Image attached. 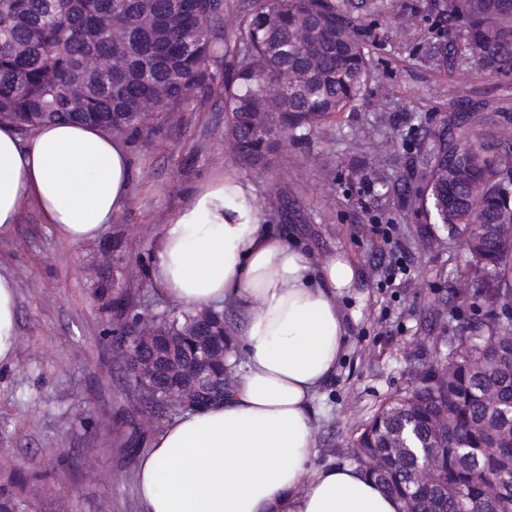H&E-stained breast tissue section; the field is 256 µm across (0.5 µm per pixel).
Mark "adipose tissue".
Instances as JSON below:
<instances>
[{"label": "adipose tissue", "mask_w": 512, "mask_h": 512, "mask_svg": "<svg viewBox=\"0 0 512 512\" xmlns=\"http://www.w3.org/2000/svg\"><path fill=\"white\" fill-rule=\"evenodd\" d=\"M126 144L88 124L23 136L0 124V233L34 201L44 223L79 244L100 237L129 202ZM152 283L186 308L233 303L244 361L223 403L156 433L136 485L144 512H403L353 466L314 461L313 402L347 341L337 298L355 278L344 258L314 264L266 224L253 186L210 178L161 229ZM17 343L13 278L0 274V366Z\"/></svg>", "instance_id": "obj_1"}]
</instances>
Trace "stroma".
I'll return each mask as SVG.
<instances>
[{
	"label": "stroma",
	"instance_id": "35a3bbf8",
	"mask_svg": "<svg viewBox=\"0 0 512 512\" xmlns=\"http://www.w3.org/2000/svg\"><path fill=\"white\" fill-rule=\"evenodd\" d=\"M362 23L372 80L363 100L310 142L286 141L268 169L241 167L224 144L218 101L142 136L132 152L130 201L101 240L72 244L43 223L34 202L0 233V271L16 283L18 341L12 367H0V456L29 474L23 495L31 512H141L137 460L120 449V409L130 408L89 296L106 266L102 241L123 230L131 261L128 288L146 293L150 310L170 306L140 276L169 215L218 172L249 181L267 223L315 262L343 255L358 275L338 298L349 336L334 377L314 408L317 461L354 465L351 442L361 422L407 387L409 369L425 358L430 336L463 332L468 312L434 298L462 270L459 244L431 224L422 183L412 173L409 141L429 142L460 98L488 100L476 128L512 140V76L474 62L450 70L424 62L420 47L434 33L446 0H373ZM403 181V193L376 196L378 174ZM288 188L298 219L281 223L271 187ZM372 224H390L389 241ZM404 249L407 275L388 281L375 256ZM70 465L47 477L60 449Z\"/></svg>",
	"mask_w": 512,
	"mask_h": 512
}]
</instances>
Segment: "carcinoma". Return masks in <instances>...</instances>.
<instances>
[{"instance_id": "carcinoma-1", "label": "carcinoma", "mask_w": 512, "mask_h": 512, "mask_svg": "<svg viewBox=\"0 0 512 512\" xmlns=\"http://www.w3.org/2000/svg\"><path fill=\"white\" fill-rule=\"evenodd\" d=\"M366 0H0V123L27 135L55 121L91 123L139 148L145 127L222 101L224 142L235 161L267 169L284 138L305 143L358 102L371 80L358 13ZM237 13L228 31L224 14ZM447 39L423 56L449 69L459 57L512 74V0H448ZM459 108L419 152L425 211L450 239L464 241L466 275L480 270L496 303L465 336H434L410 386L357 429L353 446L371 461L365 475L404 505L403 512H512V143L470 128ZM124 236H112V271L92 300L106 322L130 397L155 365V392L123 417V453L147 443V421L169 419L224 400L218 380L233 349L230 308L152 313L149 336L112 335V322L147 309L123 287ZM197 384L188 408L167 392ZM429 463L430 479L416 473ZM499 485L493 495L486 483ZM15 469L0 483V512H26Z\"/></svg>"}]
</instances>
